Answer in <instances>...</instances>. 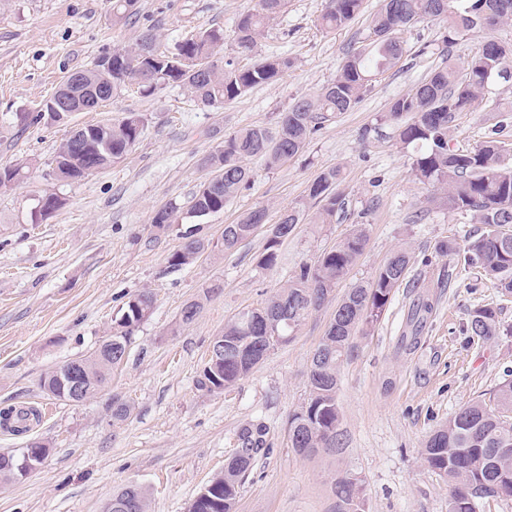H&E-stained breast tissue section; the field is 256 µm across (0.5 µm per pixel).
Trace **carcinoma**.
Returning <instances> with one entry per match:
<instances>
[{"instance_id": "1", "label": "carcinoma", "mask_w": 512, "mask_h": 512, "mask_svg": "<svg viewBox=\"0 0 512 512\" xmlns=\"http://www.w3.org/2000/svg\"><path fill=\"white\" fill-rule=\"evenodd\" d=\"M285 0H261V10L247 12L237 23V45L244 52L257 46L264 29L274 21ZM363 0H327L321 17L326 30L342 27L361 11ZM133 10L129 0H112V21H127ZM424 18L448 22V40L470 31L485 32L478 50L464 63L465 75L445 64L411 93L397 98L389 117L397 124L399 140L416 148L414 169L420 182L442 192L448 210L470 217L484 231L460 244L455 238L437 242V253L446 255L453 268L472 276L470 287L489 281L504 295H512V157L504 155V146L487 140L472 151H459L451 145L449 132L461 112L470 110L483 99L489 82L501 75L512 63V44H505L492 32L512 20V0H382L370 23V42L350 53L336 78L313 99L302 100L286 112L276 133L260 127L240 129L224 138L201 165L215 176L203 182L193 196L188 213L202 217L224 210V206L248 183L249 174L243 161L260 156L269 166L283 164L305 146L316 125L350 111L370 90L376 76L396 66L403 56L397 34ZM224 32L204 29L175 44L173 50L157 48L152 30L143 32L129 49L112 57L110 82L98 85V67L75 72V100L105 90L106 99L120 96L135 84L141 94L150 96L168 86L183 88L205 107L218 108L247 91L272 82L290 67L286 58H265L247 68H236L224 61ZM143 131V121L133 114L111 125H100L92 137L90 153L101 154L98 169L122 159L135 145ZM27 163L19 161L0 168V186L15 183L25 174ZM53 173L61 181H73L79 172L71 161L66 142H61L54 158ZM341 171L322 172L310 185L309 198L321 203L312 223L330 224L344 207L339 191ZM180 207L169 204L153 217L154 227L162 232L179 223ZM267 218L266 210L253 209L234 224L224 225L220 250L231 252L250 238L257 224ZM304 218V211L293 208L280 217L268 234L260 265L277 264L283 237L293 232ZM185 242L169 257L172 267L193 264L211 243L189 231ZM365 227L356 229L336 248L322 254L312 265L300 267L288 285L254 311L240 312L224 324V359L206 362L198 379L199 387L208 391L227 388L245 377L275 349L255 312L273 319L288 314V323H280L283 342L319 308L332 288L362 253ZM409 251L399 248L391 253L371 281L359 284L337 304L332 322L315 349L308 373L309 397L293 415L289 440L299 454L339 443L340 410L337 403L339 375L351 348V337L372 328L386 310L395 289L406 278ZM154 295L141 291L129 299L113 331L112 343H101L88 356L66 362L45 373L44 391L60 400L72 401L63 384L65 374L75 370L83 376L80 399L95 397L108 383L112 370L123 361L133 331L152 312ZM430 304L416 307L411 315L415 344ZM466 333L488 341L511 336L512 326L499 320V308L491 304L473 310ZM241 450L215 475L206 491L199 492L192 503L194 512H235L240 484L262 451V429H245L239 436ZM48 454V443L31 441L16 453L0 454V482L16 481L18 465L28 455ZM425 463L448 480L451 492L448 512H478L474 501L485 498L512 500V378L503 380L492 399L479 400L459 409L448 422L436 430L422 449ZM337 495L345 504L344 512H361L360 480L346 477L339 482ZM136 501L140 512H149V500L138 485H128L113 495L104 512H128L125 505Z\"/></svg>"}]
</instances>
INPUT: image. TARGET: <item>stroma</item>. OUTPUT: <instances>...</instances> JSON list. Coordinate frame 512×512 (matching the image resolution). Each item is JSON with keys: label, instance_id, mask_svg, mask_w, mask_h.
Listing matches in <instances>:
<instances>
[{"label": "stroma", "instance_id": "35a3bbf8", "mask_svg": "<svg viewBox=\"0 0 512 512\" xmlns=\"http://www.w3.org/2000/svg\"><path fill=\"white\" fill-rule=\"evenodd\" d=\"M326 3L288 0L255 54L244 55L236 21L259 11L260 0H138L120 26L112 23V0H0V168L30 164L22 181L0 188V409L32 407L40 414L26 433L0 427V454L36 438L50 444L37 471L0 484V512H103L129 484L145 490L150 512H188L235 454L242 429L256 426L264 430V448L241 483L236 512H341L336 486L348 476L363 483L365 512H448L450 487L421 451L460 408L489 399L512 369V336L482 342L463 333L471 312L489 303L512 325V297L489 283L469 287L464 276L449 280L448 259L436 243L477 227L417 180L416 150L399 141L385 116L394 99L443 62L463 64L482 33L452 37L446 23L432 19L408 27L400 63L379 75L354 108L319 124L300 155L274 168L258 157L245 159L250 182L223 211L187 213L208 175L199 165L203 156L239 129H276L296 101L316 97L347 55L365 45L379 0H364L354 20L331 32L320 24ZM211 27L223 30L224 57L236 66L276 56L292 65L219 109L168 87L148 97L126 92L74 113L66 124L19 120L52 97L64 76L131 46L144 29H153L164 49ZM132 113L141 115L144 129L122 160L75 182L55 179L52 161L70 124H113ZM491 136L512 149V81L493 79L450 133L463 150ZM336 166L345 174L344 211L330 224L297 225L280 244L275 267L259 264L263 228L232 252L170 267L183 232L214 242L225 225L256 208L265 209L271 224L295 207L314 214L309 186ZM47 193L65 204L41 220L35 207ZM170 203L183 209L182 220L158 232L153 216ZM358 224L367 228L362 254L288 343L232 386L201 389L211 340L225 323L261 307ZM402 246L412 255L406 279L371 332L356 335L341 368L340 445L298 454L290 422L308 398L310 359L336 305ZM216 281L220 290L204 296ZM143 290L153 293L154 310L135 329L107 386L79 404L43 393V373L89 355L111 335L125 302ZM422 298L433 311L416 347L400 350L408 312ZM197 299L202 308L195 321L180 324L183 305ZM116 398L130 407L121 421L112 418Z\"/></svg>", "mask_w": 512, "mask_h": 512}]
</instances>
